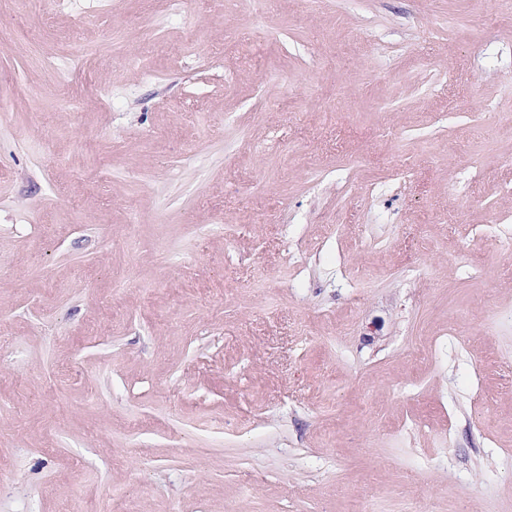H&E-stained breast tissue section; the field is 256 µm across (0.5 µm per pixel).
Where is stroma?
<instances>
[{
  "label": "stroma",
  "instance_id": "stroma-1",
  "mask_svg": "<svg viewBox=\"0 0 512 512\" xmlns=\"http://www.w3.org/2000/svg\"><path fill=\"white\" fill-rule=\"evenodd\" d=\"M501 225L506 0H0V512H512Z\"/></svg>",
  "mask_w": 512,
  "mask_h": 512
}]
</instances>
